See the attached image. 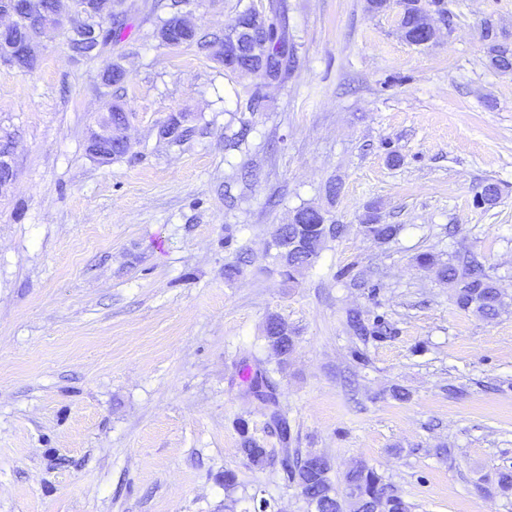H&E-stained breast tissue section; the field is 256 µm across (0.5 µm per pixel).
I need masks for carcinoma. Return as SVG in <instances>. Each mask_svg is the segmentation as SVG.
Instances as JSON below:
<instances>
[{"label":"carcinoma","instance_id":"1","mask_svg":"<svg viewBox=\"0 0 512 512\" xmlns=\"http://www.w3.org/2000/svg\"><path fill=\"white\" fill-rule=\"evenodd\" d=\"M60 0H16L17 16L12 24L11 33L15 41L32 44L33 36L27 26L29 7L33 4L40 8H52ZM400 15L398 29L402 37L410 44L421 46L429 39L431 31L430 13L447 14L445 0H398ZM256 10L248 8L237 18L235 26L224 38L201 36L190 26L183 32L182 44L196 45L198 49L208 51L221 44L222 50L216 52L217 59L230 71L242 68L262 71L263 68L279 67L282 69L281 79L288 78V60L286 59V43L284 27L276 5L269 8L271 26L265 32L254 33L246 28L250 17ZM490 65L501 71L512 70V52L500 44L488 46ZM126 80L125 70L118 64H111L104 69L101 83L106 88L121 87ZM128 124L127 113L117 102H111L107 116L98 122L100 126L112 127L110 148H99L95 143L97 133H92L88 151L101 149L103 156L97 157L101 163L126 155L129 145L125 136ZM195 134V126L181 115H173L167 121V128L160 131L163 139L171 144L182 145L190 141ZM363 232L380 242L391 240L397 233L394 224L381 223L380 216L375 212L365 214L361 221ZM339 227L328 223L325 214L313 207L298 209L289 224L277 228L275 246L278 249L281 274L293 283L296 276L313 265L320 250L329 237L338 233ZM441 276L458 284L456 301L463 309H474L486 318L498 314L502 305L501 294L492 278L474 261L465 257L448 263L441 270ZM346 323L353 335L362 342L369 336H379L383 332L384 318L378 315L373 322H366L362 316L350 311L346 315ZM264 339L268 349L279 359L280 367L288 365V360L295 350L294 331L282 317L272 314L268 316L264 328ZM243 391L258 398L273 400L275 384L268 372L260 366L247 361L240 364ZM270 422L282 445L280 465L287 482L297 486L315 512H409L407 505L392 487L367 464L360 462L353 466L345 475V496L338 495L329 477L328 460L317 454L308 453L304 456L292 454L288 448L292 435L288 420L278 410L270 413ZM240 451L255 467H263L270 461V454L265 446L251 435L247 422L240 423Z\"/></svg>","mask_w":512,"mask_h":512}]
</instances>
